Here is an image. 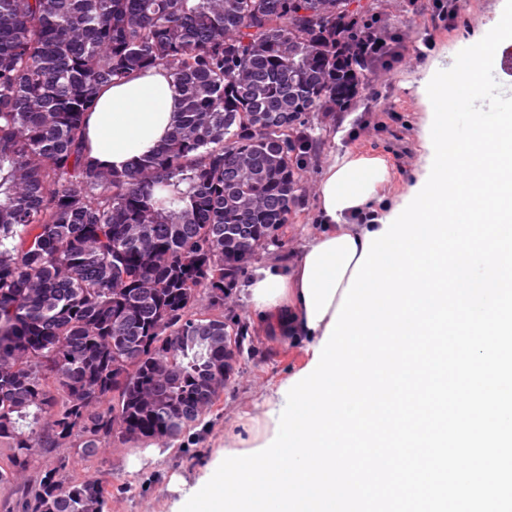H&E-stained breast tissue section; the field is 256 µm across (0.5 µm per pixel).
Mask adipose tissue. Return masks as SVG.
<instances>
[{"instance_id": "ef3b65f1", "label": "adipose tissue", "mask_w": 512, "mask_h": 512, "mask_svg": "<svg viewBox=\"0 0 512 512\" xmlns=\"http://www.w3.org/2000/svg\"><path fill=\"white\" fill-rule=\"evenodd\" d=\"M182 107L178 85L166 70L149 68L106 87L86 118V144L101 167L124 169L153 155L170 138ZM387 169L376 157H332L317 188L321 229L299 256L257 268L244 295L270 332L314 351L340 303L371 227L358 216L376 198ZM285 400L265 397L258 413L231 434L230 451L253 449L273 436Z\"/></svg>"}]
</instances>
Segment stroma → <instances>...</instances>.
Returning a JSON list of instances; mask_svg holds the SVG:
<instances>
[{"instance_id": "1", "label": "stroma", "mask_w": 512, "mask_h": 512, "mask_svg": "<svg viewBox=\"0 0 512 512\" xmlns=\"http://www.w3.org/2000/svg\"><path fill=\"white\" fill-rule=\"evenodd\" d=\"M454 23L437 17L436 0H379L376 28L393 42L392 55L377 61L350 105L315 113L313 142L298 172L301 191L279 245L259 250L261 266L297 256L318 229L314 222L317 185L331 156L344 152L384 160L388 180L374 209L386 210L406 194L422 171L426 150L421 138L425 108L405 82L419 78L433 62L455 58L490 16L497 0H453ZM244 278L224 287V316L245 328L234 372L216 406L200 424L175 441L114 442L91 458L61 451L41 455L16 483L0 486V512H22V491L40 471L66 461L72 480L103 481L109 495L104 512H181L213 461L224 450V434L253 416L263 396L306 363L302 346L269 334L243 295Z\"/></svg>"}]
</instances>
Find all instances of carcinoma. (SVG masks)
I'll return each instance as SVG.
<instances>
[{
	"mask_svg": "<svg viewBox=\"0 0 512 512\" xmlns=\"http://www.w3.org/2000/svg\"><path fill=\"white\" fill-rule=\"evenodd\" d=\"M354 3L0 0V485L60 448L174 440L216 403L243 336L224 344V281L280 242L307 115L347 105L373 64ZM152 67L181 88L179 123L104 169L86 115ZM64 468L29 512H103L102 483Z\"/></svg>",
	"mask_w": 512,
	"mask_h": 512,
	"instance_id": "1",
	"label": "carcinoma"
}]
</instances>
